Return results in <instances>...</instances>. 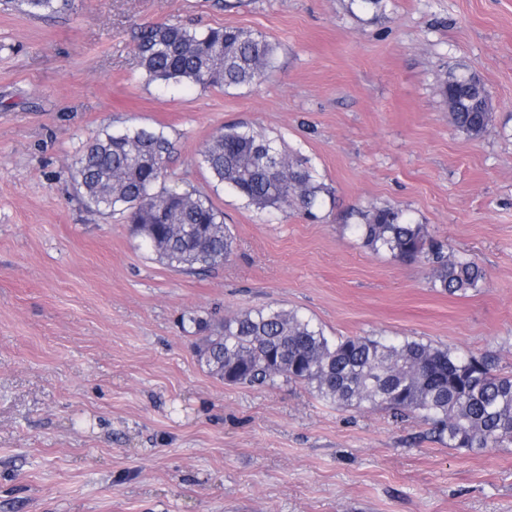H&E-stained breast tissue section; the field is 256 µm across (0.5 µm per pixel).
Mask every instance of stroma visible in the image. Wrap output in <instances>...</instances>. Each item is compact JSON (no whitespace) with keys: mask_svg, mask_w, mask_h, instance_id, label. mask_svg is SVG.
Instances as JSON below:
<instances>
[{"mask_svg":"<svg viewBox=\"0 0 512 512\" xmlns=\"http://www.w3.org/2000/svg\"><path fill=\"white\" fill-rule=\"evenodd\" d=\"M232 26L276 47L259 85L150 79L140 28ZM478 74L492 122H450L440 87ZM227 125L302 158L310 220L260 211L201 161ZM164 131L170 183L234 237L224 265L158 262L74 180L101 129ZM398 207L487 273L467 297L350 235ZM268 305L329 336H408L512 373V0H0V512H512V447L451 448L428 424L339 408L302 384L202 368L189 317Z\"/></svg>","mask_w":512,"mask_h":512,"instance_id":"1","label":"stroma"}]
</instances>
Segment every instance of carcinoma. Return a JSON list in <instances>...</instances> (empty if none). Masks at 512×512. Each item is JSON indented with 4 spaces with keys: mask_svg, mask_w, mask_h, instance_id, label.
Here are the masks:
<instances>
[{
    "mask_svg": "<svg viewBox=\"0 0 512 512\" xmlns=\"http://www.w3.org/2000/svg\"><path fill=\"white\" fill-rule=\"evenodd\" d=\"M25 11L54 14L68 0H17ZM136 51L149 76L165 84L189 82L230 88L266 79L275 53L266 37L238 27L198 33L176 24L139 30ZM473 74H451L443 94L458 104L451 122L468 137H482L492 121ZM172 143L161 131L103 129L89 137L75 161V180L88 204L119 212L160 260L184 272L224 264L234 237L210 200L167 186ZM217 182L258 209L300 208L309 218L322 206V187L309 168L272 147L263 134L226 126L202 152ZM346 229L374 253L429 268L434 288L460 297L482 288L486 272L430 238L427 225L402 210L358 212ZM197 348L199 361L224 382L242 387L300 383L341 407L382 408L397 418L415 416L450 448H505L512 444V375L493 372L486 358L436 348L408 337L325 335L312 319L278 307L228 317Z\"/></svg>",
    "mask_w": 512,
    "mask_h": 512,
    "instance_id": "carcinoma-1",
    "label": "carcinoma"
}]
</instances>
